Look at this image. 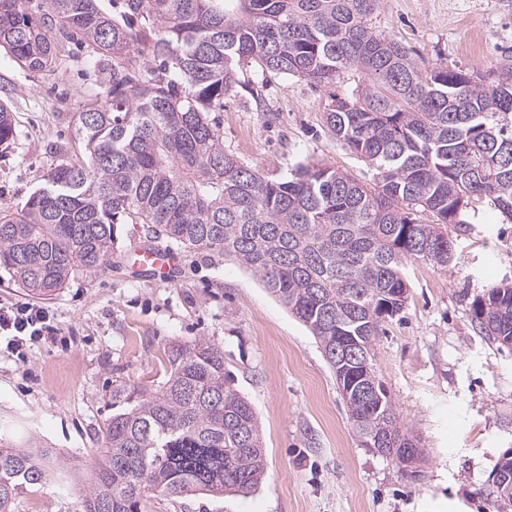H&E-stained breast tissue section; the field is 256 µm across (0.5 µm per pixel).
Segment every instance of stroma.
Listing matches in <instances>:
<instances>
[{
	"instance_id": "1",
	"label": "stroma",
	"mask_w": 512,
	"mask_h": 512,
	"mask_svg": "<svg viewBox=\"0 0 512 512\" xmlns=\"http://www.w3.org/2000/svg\"><path fill=\"white\" fill-rule=\"evenodd\" d=\"M374 31L404 46L421 67L491 77L512 63V0H380ZM359 68L333 84L244 66L214 114L224 149L280 176L303 160L370 181L372 170L330 134L331 95L354 97ZM112 84V64L59 45L52 70L31 72L0 50V102L16 138L0 148V211L15 210L62 163L85 157L73 117ZM448 270L408 261L409 299L376 344L375 371L401 423L420 440L418 476L361 445L335 376L309 330L253 274L215 251L181 249L171 282L136 271L142 225L122 224L108 261L80 271L43 305L52 341L0 351V440H33L53 477L18 498L14 512H81L113 381L144 391L165 378L166 352L204 339L253 405L266 475L248 496H154L147 512H512L490 494L494 466L512 448V347L471 322L473 298L512 280V224L489 201L465 215Z\"/></svg>"
}]
</instances>
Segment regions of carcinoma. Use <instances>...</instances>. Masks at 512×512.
Here are the masks:
<instances>
[{"label": "carcinoma", "mask_w": 512, "mask_h": 512, "mask_svg": "<svg viewBox=\"0 0 512 512\" xmlns=\"http://www.w3.org/2000/svg\"><path fill=\"white\" fill-rule=\"evenodd\" d=\"M0 0V48L29 71L52 66L50 30L112 58L104 100L77 113L86 159L62 163L24 205L0 212V268L44 299L112 254L120 224L224 254L255 275L318 340L362 445L425 457L375 379L376 341L406 305L410 259L441 269L454 258L448 225L487 199L512 220V66L491 81L422 68L373 31L378 0ZM159 60L146 68L140 57ZM326 86L357 66L370 83L331 95L327 129L373 170L369 183L315 162L274 177L224 152L210 113L236 85V66ZM16 135L0 103V146ZM434 217L424 224L416 214ZM488 340L512 345V281L471 305ZM360 358L336 359V346ZM374 380L377 396L356 392ZM83 512H141L151 494L234 493L262 482L265 447L251 403L203 339L172 345L151 392L112 386ZM48 480L31 451L0 445V512Z\"/></svg>", "instance_id": "1"}]
</instances>
